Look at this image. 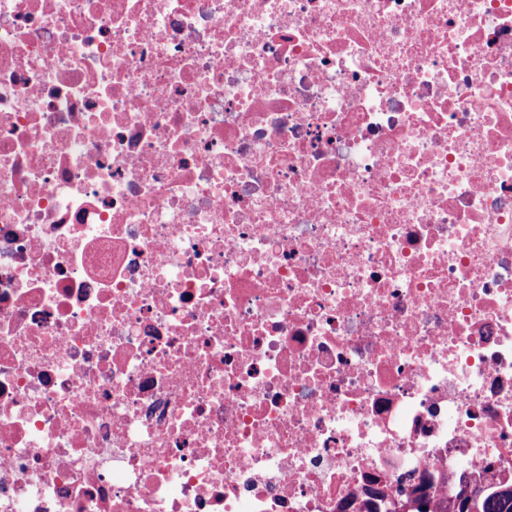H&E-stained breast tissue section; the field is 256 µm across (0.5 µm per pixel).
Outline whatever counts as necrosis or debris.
I'll use <instances>...</instances> for the list:
<instances>
[{
    "label": "necrosis or debris",
    "mask_w": 512,
    "mask_h": 512,
    "mask_svg": "<svg viewBox=\"0 0 512 512\" xmlns=\"http://www.w3.org/2000/svg\"><path fill=\"white\" fill-rule=\"evenodd\" d=\"M512 482V0H0V512H443Z\"/></svg>",
    "instance_id": "1"
}]
</instances>
